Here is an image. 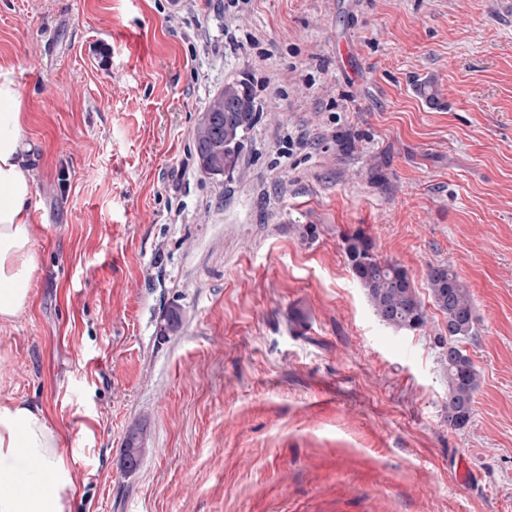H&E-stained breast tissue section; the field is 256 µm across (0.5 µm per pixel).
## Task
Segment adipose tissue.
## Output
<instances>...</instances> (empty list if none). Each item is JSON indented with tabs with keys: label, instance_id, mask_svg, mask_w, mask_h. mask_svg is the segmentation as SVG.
Listing matches in <instances>:
<instances>
[{
	"label": "adipose tissue",
	"instance_id": "obj_1",
	"mask_svg": "<svg viewBox=\"0 0 512 512\" xmlns=\"http://www.w3.org/2000/svg\"><path fill=\"white\" fill-rule=\"evenodd\" d=\"M20 92L0 82V320L31 300L32 149L22 140ZM62 435L40 408L0 403V512H71L75 494Z\"/></svg>",
	"mask_w": 512,
	"mask_h": 512
}]
</instances>
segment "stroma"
Listing matches in <instances>:
<instances>
[{"label": "stroma", "mask_w": 512, "mask_h": 512, "mask_svg": "<svg viewBox=\"0 0 512 512\" xmlns=\"http://www.w3.org/2000/svg\"><path fill=\"white\" fill-rule=\"evenodd\" d=\"M224 2L0 0L36 253L29 305L0 321V403L60 430L72 512H512V9ZM237 79L262 118L241 173L211 179L194 128ZM355 234L420 296L431 263L467 286L466 429L442 314L384 325Z\"/></svg>", "instance_id": "35a3bbf8"}]
</instances>
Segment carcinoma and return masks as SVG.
Masks as SVG:
<instances>
[{
    "instance_id": "cac0c4a2",
    "label": "carcinoma",
    "mask_w": 512,
    "mask_h": 512,
    "mask_svg": "<svg viewBox=\"0 0 512 512\" xmlns=\"http://www.w3.org/2000/svg\"><path fill=\"white\" fill-rule=\"evenodd\" d=\"M260 119L250 83L243 79L224 84L195 128L194 148L202 172L213 177L241 172V155ZM345 252L354 279L383 324L398 331L425 327V305L406 269L378 259L371 243L358 234L346 239ZM426 282L431 303L444 316L448 330V339L441 341L448 362V425L461 430L470 422L479 388L474 365L459 346L474 332L473 301L457 273L444 263L428 265ZM124 453L141 459L140 433L127 435Z\"/></svg>"
}]
</instances>
